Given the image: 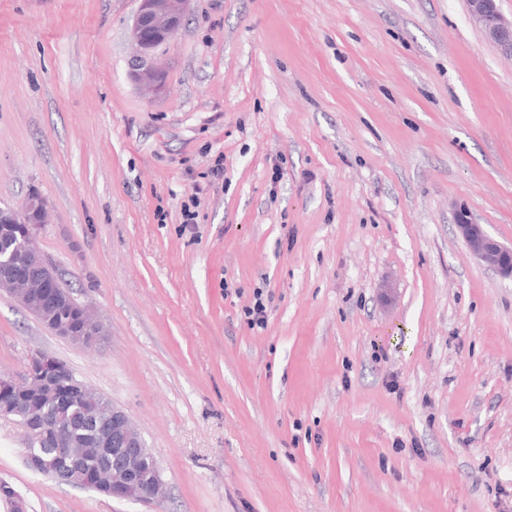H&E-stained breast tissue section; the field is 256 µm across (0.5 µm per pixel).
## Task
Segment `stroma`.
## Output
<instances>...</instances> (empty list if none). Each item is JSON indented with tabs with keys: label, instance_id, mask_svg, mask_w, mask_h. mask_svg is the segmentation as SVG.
<instances>
[{
	"label": "stroma",
	"instance_id": "obj_1",
	"mask_svg": "<svg viewBox=\"0 0 512 512\" xmlns=\"http://www.w3.org/2000/svg\"><path fill=\"white\" fill-rule=\"evenodd\" d=\"M136 9L0 0V208L47 200L36 243L108 331L0 292V372L65 361L167 494L58 484L4 417L0 482L27 512H512V280L454 224L512 246V59L466 0H192L147 98ZM455 224L470 256L482 262L503 278L512 279V247L506 246L477 224L465 206L455 210Z\"/></svg>",
	"mask_w": 512,
	"mask_h": 512
}]
</instances>
